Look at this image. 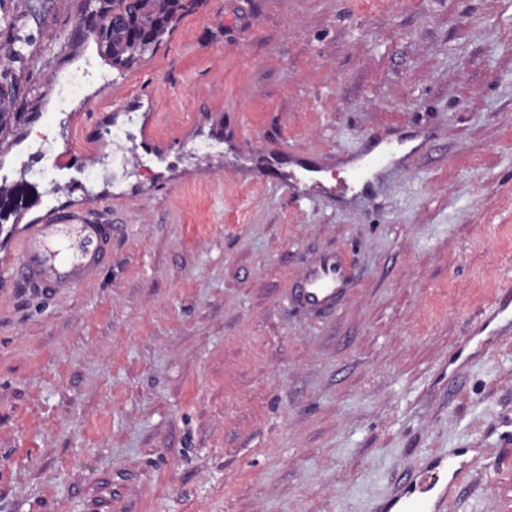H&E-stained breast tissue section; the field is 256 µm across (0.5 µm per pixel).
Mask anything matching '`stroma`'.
I'll return each mask as SVG.
<instances>
[{"mask_svg":"<svg viewBox=\"0 0 512 512\" xmlns=\"http://www.w3.org/2000/svg\"><path fill=\"white\" fill-rule=\"evenodd\" d=\"M104 6L0 0V45L31 41L0 64L22 114L0 181L21 223L112 227L94 283L0 281V512H374L453 448L446 512H512V333L452 364L512 284V0H195L127 68L91 34ZM419 130L354 203L259 173L301 153L332 187ZM335 248L355 288L296 316L284 285ZM426 139H427V136L425 133H423L421 135V138H419V140H420L419 143L416 146H414L413 148H411L410 151L405 154V156L408 154L412 155V154L420 151L423 148V146L425 145ZM402 145H403V142L398 141V140H396L395 142L394 141H385L383 150L381 151V155L368 157V154H367V155H363L361 157H355V158L349 160V161L356 160V165H355L356 170L354 172V179L359 180L366 176H369V177L373 178L374 180H377V179L383 177L387 173L388 169L386 166L381 165L382 157L384 156V157L390 158L389 162H391V163H396V162L400 161L405 156L400 157V158H395V156H396V151L398 150L396 148L398 146H402Z\"/></svg>","mask_w":512,"mask_h":512,"instance_id":"35a3bbf8","label":"stroma"}]
</instances>
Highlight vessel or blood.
Listing matches in <instances>:
<instances>
[{
  "mask_svg": "<svg viewBox=\"0 0 512 512\" xmlns=\"http://www.w3.org/2000/svg\"><path fill=\"white\" fill-rule=\"evenodd\" d=\"M397 144L385 142L381 156H361L354 177H383L382 158H395ZM0 252L9 260L17 288L37 296H58L94 282L112 259V227L71 213H55L46 224L26 225L22 232L0 229ZM355 282V269L344 251L317 254L302 274L283 290L289 306L306 316L322 318L338 311ZM512 331V288H501L481 312L467 342L484 352L494 336ZM461 467L455 454L431 458L426 473H410L394 485L378 512H444L453 484L448 474Z\"/></svg>",
  "mask_w": 512,
  "mask_h": 512,
  "instance_id": "obj_1",
  "label": "vessel or blood"
}]
</instances>
